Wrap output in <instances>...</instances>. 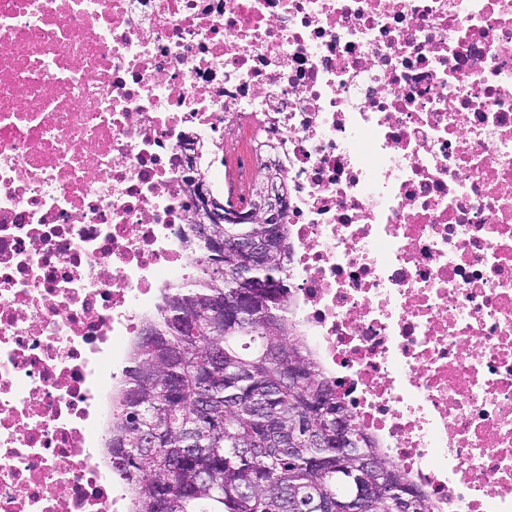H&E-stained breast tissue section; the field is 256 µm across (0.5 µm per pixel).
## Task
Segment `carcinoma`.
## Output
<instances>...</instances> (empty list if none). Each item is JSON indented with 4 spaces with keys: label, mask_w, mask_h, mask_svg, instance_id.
<instances>
[{
    "label": "carcinoma",
    "mask_w": 512,
    "mask_h": 512,
    "mask_svg": "<svg viewBox=\"0 0 512 512\" xmlns=\"http://www.w3.org/2000/svg\"><path fill=\"white\" fill-rule=\"evenodd\" d=\"M262 232L264 225L248 221L190 225L188 243L205 263L190 287L169 292L157 335L141 337L109 444L132 485L134 512H300L305 497L319 500L321 512H336V500L350 492L346 471L363 466L358 457L336 455L335 438L319 423L324 404L334 401L332 386L290 342L287 224L275 226L270 261L256 273L268 287L236 279L235 241ZM216 297L224 299L221 335L207 326ZM244 299L267 314L249 330L232 321ZM348 415L383 480L411 494L408 512H434ZM298 426L322 447L297 439ZM188 433L203 447H184Z\"/></svg>",
    "instance_id": "1"
}]
</instances>
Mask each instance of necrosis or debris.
I'll return each mask as SVG.
<instances>
[{
	"instance_id": "obj_1",
	"label": "necrosis or debris",
	"mask_w": 512,
	"mask_h": 512,
	"mask_svg": "<svg viewBox=\"0 0 512 512\" xmlns=\"http://www.w3.org/2000/svg\"><path fill=\"white\" fill-rule=\"evenodd\" d=\"M207 146L278 163L288 322L380 453L512 512V0H0V512H132Z\"/></svg>"
}]
</instances>
